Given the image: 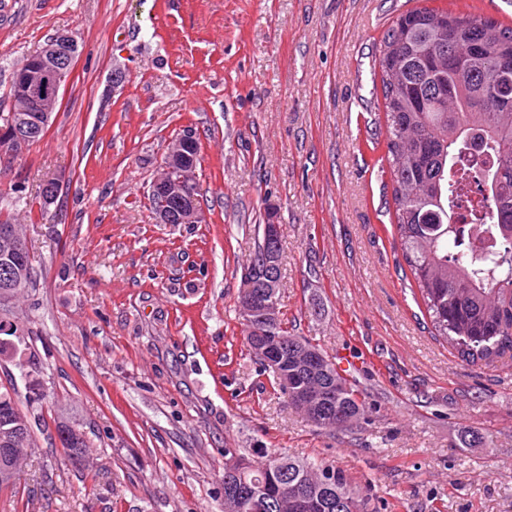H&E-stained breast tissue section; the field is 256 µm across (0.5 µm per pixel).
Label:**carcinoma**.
I'll return each mask as SVG.
<instances>
[{
  "label": "carcinoma",
  "instance_id": "1",
  "mask_svg": "<svg viewBox=\"0 0 512 512\" xmlns=\"http://www.w3.org/2000/svg\"><path fill=\"white\" fill-rule=\"evenodd\" d=\"M512 62V25L425 4L399 14L385 31L373 66L380 80L386 125L394 226L403 262L441 336L466 362H489L512 353V88L501 84L505 61ZM200 145L187 142L166 153L163 163L178 167L199 161ZM478 195L463 222L457 202ZM10 242L0 239V290L17 276L34 287L31 254L5 266ZM14 366L29 380L36 363L22 350ZM336 399L324 407L321 429L354 430L367 406L331 359ZM291 405L299 378L274 377ZM62 447L79 455L87 447L83 431L55 422ZM36 447L28 415L15 386L0 387V448H14L13 489L27 453ZM333 468L323 461L270 452L224 466V483L236 475L263 480L274 495L266 512H300L295 490L306 488L321 504L311 512H367L368 497L341 469L331 491L318 490L317 473Z\"/></svg>",
  "mask_w": 512,
  "mask_h": 512
}]
</instances>
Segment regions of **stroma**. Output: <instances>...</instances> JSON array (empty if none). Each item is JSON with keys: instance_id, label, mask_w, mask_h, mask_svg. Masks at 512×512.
Returning a JSON list of instances; mask_svg holds the SVG:
<instances>
[{"instance_id": "stroma-1", "label": "stroma", "mask_w": 512, "mask_h": 512, "mask_svg": "<svg viewBox=\"0 0 512 512\" xmlns=\"http://www.w3.org/2000/svg\"><path fill=\"white\" fill-rule=\"evenodd\" d=\"M417 0H0V112L59 33L81 52L47 134L0 169L22 224L45 419L0 512H224V451L277 449L344 470L369 512H512V357L469 364L398 268L372 57ZM126 80L113 85V71ZM192 127L202 224H158L148 186ZM62 185L31 209L44 181ZM280 227V311L346 360L361 428L318 429L273 388L238 315L254 227ZM477 445H469V438ZM55 430L63 448H68L71 455L82 454L87 448V438L83 431L77 429L64 421L53 420ZM86 439V440H85Z\"/></svg>"}]
</instances>
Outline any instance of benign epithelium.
<instances>
[{"label":"benign epithelium","instance_id":"7a95c632","mask_svg":"<svg viewBox=\"0 0 512 512\" xmlns=\"http://www.w3.org/2000/svg\"><path fill=\"white\" fill-rule=\"evenodd\" d=\"M77 37L60 33L48 40L38 52L43 63L24 72L16 95L22 102L23 114L17 121L0 128V167L14 158L16 142L37 134L45 128L53 112L59 106V92L71 75L77 61ZM193 168L181 166L172 173L165 169L162 179H155V188L163 194L159 207L155 208V220L159 224H203L205 217L198 206L197 185L192 175ZM265 246L259 263L244 272L246 295L240 302L241 316L258 326V337L252 353L265 368L278 374L294 371L315 374L322 370L318 351L306 349L294 357H288V346L277 336L273 325L279 312V278L277 269L280 257L276 251L280 225H265ZM226 495L235 499L242 512H261L265 507V496L252 486L230 488Z\"/></svg>","mask_w":512,"mask_h":512}]
</instances>
